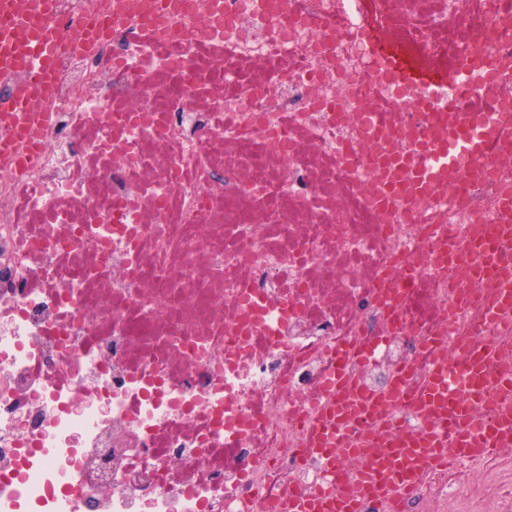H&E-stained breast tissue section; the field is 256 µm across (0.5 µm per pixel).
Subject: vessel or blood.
Wrapping results in <instances>:
<instances>
[{
	"label": "vessel or blood",
	"instance_id": "vessel-or-blood-1",
	"mask_svg": "<svg viewBox=\"0 0 512 512\" xmlns=\"http://www.w3.org/2000/svg\"><path fill=\"white\" fill-rule=\"evenodd\" d=\"M47 0H0V73L20 70L32 76L19 88L13 103L12 130L30 136L42 121L35 103L45 93L44 80L53 69L60 39L45 31L40 17ZM369 80L381 78L421 92L432 77L401 50L379 58ZM448 81L456 92L444 103L448 130L437 135L435 146H428L408 171L417 187L435 193L444 185H456L464 167L501 168L512 157V113H501L496 124L483 126L477 112L463 111L468 100L495 101L512 89V58L491 60L475 43L458 47L448 67ZM492 248L503 266L493 304L483 316L502 320L512 310V224L499 225L487 248ZM470 257L456 248L448 250V270L470 266L480 274L485 248L472 245ZM378 345L364 336L344 337L331 350L336 366L327 381L329 401L318 408V427L313 449L321 456L330 478L311 493H289L281 512H361L371 498L389 499L393 492L408 496L421 485L426 464L452 465L461 456L484 458L497 454L512 441V357L502 348L486 344L468 360L433 362L425 374V390L412 406L413 412L431 425L421 435L388 425L385 438L376 447L366 448L358 439L360 430L372 423V412L381 410L399 397L391 387L380 398L358 399L359 382L352 379L348 365L369 361ZM497 396L498 407L492 421L483 412L490 396ZM354 468H344V461Z\"/></svg>",
	"mask_w": 512,
	"mask_h": 512
}]
</instances>
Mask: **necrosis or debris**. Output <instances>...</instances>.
Wrapping results in <instances>:
<instances>
[{"label":"necrosis or debris","instance_id":"necrosis-or-debris-1","mask_svg":"<svg viewBox=\"0 0 512 512\" xmlns=\"http://www.w3.org/2000/svg\"><path fill=\"white\" fill-rule=\"evenodd\" d=\"M51 0L62 47L41 145L0 169V512H274L324 471L307 450L337 336L387 334L357 367L385 393L448 303L437 263L494 217L375 199L428 143L447 88L365 74L402 43L448 66V0ZM512 56V0H483ZM370 115L359 130L355 115ZM412 281L374 291L389 264ZM461 306L472 346H512ZM426 466L399 512H512V478Z\"/></svg>","mask_w":512,"mask_h":512}]
</instances>
